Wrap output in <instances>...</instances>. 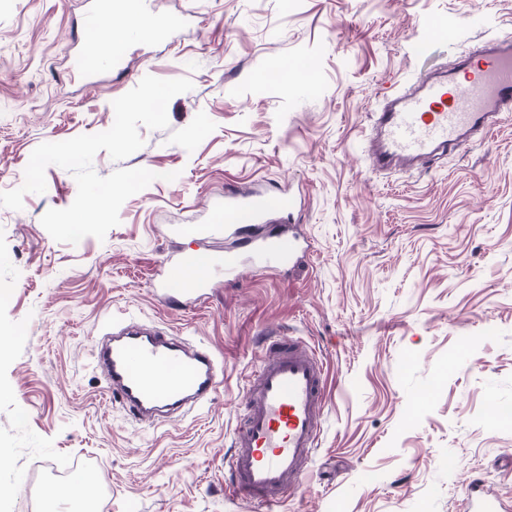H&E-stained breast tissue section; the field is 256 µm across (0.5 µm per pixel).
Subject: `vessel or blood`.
Here are the masks:
<instances>
[{"label": "vessel or blood", "instance_id": "obj_1", "mask_svg": "<svg viewBox=\"0 0 512 512\" xmlns=\"http://www.w3.org/2000/svg\"><path fill=\"white\" fill-rule=\"evenodd\" d=\"M88 39L74 57V69L92 73L111 64L96 38L111 11L90 0ZM512 112V42L492 40L453 68L435 70L417 85L384 99L372 126V168H409L467 146L497 117ZM288 197L230 191L217 211L225 228L285 216ZM264 267L294 262L296 238L279 235L251 245ZM112 393L135 416L160 419L211 398L218 384L212 354L186 346L167 333L125 327L93 352ZM325 377L321 363L300 341L272 339L260 368L243 391V425L235 431L227 494L253 499L274 512L285 489L303 475L322 426ZM472 512H502L501 502L481 483L470 485Z\"/></svg>", "mask_w": 512, "mask_h": 512}]
</instances>
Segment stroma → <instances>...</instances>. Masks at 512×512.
Instances as JSON below:
<instances>
[{
	"label": "stroma",
	"mask_w": 512,
	"mask_h": 512,
	"mask_svg": "<svg viewBox=\"0 0 512 512\" xmlns=\"http://www.w3.org/2000/svg\"><path fill=\"white\" fill-rule=\"evenodd\" d=\"M87 9L0 0V191L22 185L40 144L109 129L113 100L144 76L193 87L132 155H95L103 177L158 175L104 239L43 227L77 195L56 165L21 210L0 206V482L15 490L0 512H44L75 461L95 512H259L226 498L224 478L267 336L301 340L326 377L318 446L278 512H464L476 479L512 505V423L495 415L512 406V115L413 171L371 168L364 139L425 67L512 40V0H135L162 35L130 33L93 79L69 69ZM307 61L312 78L290 79ZM284 187L305 237L293 270L186 231L226 191ZM195 251L234 256L237 281L163 302L166 257ZM129 321L208 349L223 369L211 400L137 422L91 357L107 324Z\"/></svg>",
	"instance_id": "35a3bbf8"
}]
</instances>
